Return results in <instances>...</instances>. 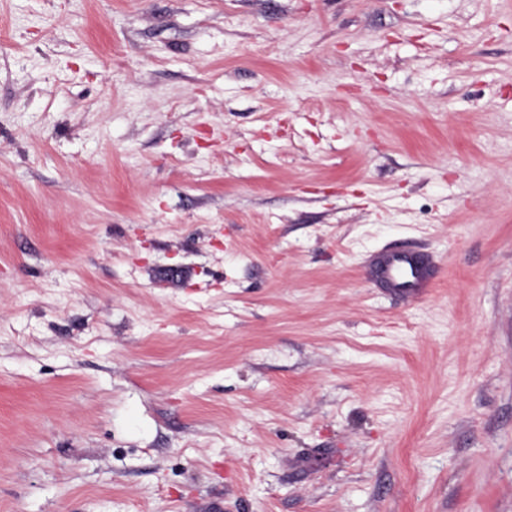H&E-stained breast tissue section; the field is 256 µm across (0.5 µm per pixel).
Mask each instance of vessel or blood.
I'll return each instance as SVG.
<instances>
[{
	"label": "vessel or blood",
	"instance_id": "obj_1",
	"mask_svg": "<svg viewBox=\"0 0 512 512\" xmlns=\"http://www.w3.org/2000/svg\"><path fill=\"white\" fill-rule=\"evenodd\" d=\"M374 273L383 287L412 298L430 286L425 260L409 250H383L374 262Z\"/></svg>",
	"mask_w": 512,
	"mask_h": 512
}]
</instances>
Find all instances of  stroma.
Returning <instances> with one entry per match:
<instances>
[{"label": "stroma", "mask_w": 512, "mask_h": 512, "mask_svg": "<svg viewBox=\"0 0 512 512\" xmlns=\"http://www.w3.org/2000/svg\"><path fill=\"white\" fill-rule=\"evenodd\" d=\"M213 502L512 512V0H0V512ZM374 273L383 287L411 298L430 288L425 260L410 250H383L374 262Z\"/></svg>", "instance_id": "1"}]
</instances>
